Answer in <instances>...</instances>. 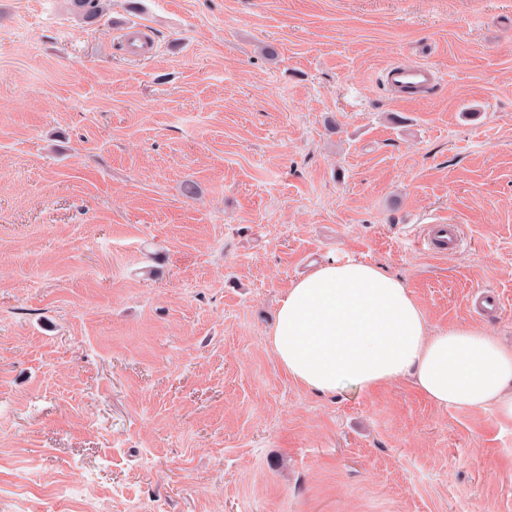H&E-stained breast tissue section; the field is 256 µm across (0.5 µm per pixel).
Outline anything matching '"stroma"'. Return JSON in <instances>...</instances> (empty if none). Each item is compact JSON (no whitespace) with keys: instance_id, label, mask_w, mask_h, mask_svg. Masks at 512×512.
<instances>
[{"instance_id":"obj_1","label":"stroma","mask_w":512,"mask_h":512,"mask_svg":"<svg viewBox=\"0 0 512 512\" xmlns=\"http://www.w3.org/2000/svg\"><path fill=\"white\" fill-rule=\"evenodd\" d=\"M71 2L0 0V512H512L494 409L310 392L268 345L327 256L512 344V0ZM124 41L129 53L135 57L146 58L153 54V49L140 26L126 27ZM383 79L402 101L415 99L437 84L435 72L425 63H392L384 69ZM460 243L459 227L444 221L433 222L431 234L423 240V246L434 255L447 254L455 250Z\"/></svg>"}]
</instances>
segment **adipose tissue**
I'll return each instance as SVG.
<instances>
[{
    "mask_svg": "<svg viewBox=\"0 0 512 512\" xmlns=\"http://www.w3.org/2000/svg\"><path fill=\"white\" fill-rule=\"evenodd\" d=\"M269 346L289 378L312 392L408 378L438 406L491 408L512 422V346L480 326L431 328L406 284L371 263L334 260L293 280Z\"/></svg>",
    "mask_w": 512,
    "mask_h": 512,
    "instance_id": "ef3b65f1",
    "label": "adipose tissue"
}]
</instances>
